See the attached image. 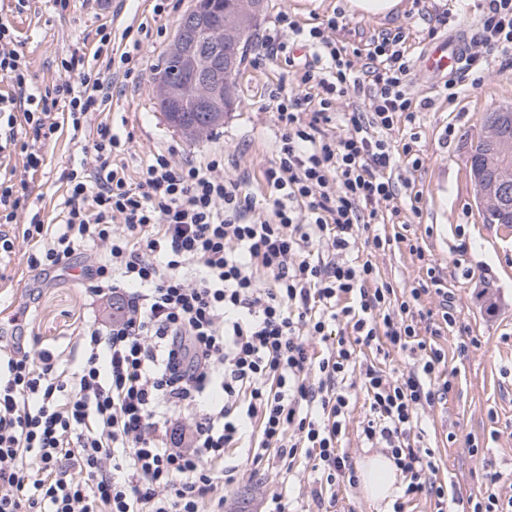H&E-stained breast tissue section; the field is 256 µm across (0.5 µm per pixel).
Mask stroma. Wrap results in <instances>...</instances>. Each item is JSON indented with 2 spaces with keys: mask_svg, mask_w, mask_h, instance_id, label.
I'll list each match as a JSON object with an SVG mask.
<instances>
[{
  "mask_svg": "<svg viewBox=\"0 0 512 512\" xmlns=\"http://www.w3.org/2000/svg\"><path fill=\"white\" fill-rule=\"evenodd\" d=\"M192 3L179 0L177 10L162 18V34L143 43L138 53L136 86L116 85L105 112L92 116L91 121L107 122L114 132L128 137L131 175H139L150 154L161 148L171 150L175 158L195 160L221 149L235 161L226 168V175L243 174L250 186H257L274 157L276 121L270 97L292 88L284 60L256 65L258 37L279 12H290L307 23L343 6L344 0H267L254 29L256 40L237 77L238 106L226 115L222 126L195 142L167 125L156 105L155 84V67L183 11ZM402 5L403 13L397 17L348 14L349 27L362 40L384 29L409 31L417 50L425 42L428 17L453 14L459 7L457 0H426V13L421 16L413 0H402ZM151 9V0H115L106 11L95 9L86 0H71L69 9L58 14L48 0H28L19 12L13 0H0V16L13 25L15 47L29 64L34 86L40 88L58 80L60 59L78 47L98 44L97 29L103 22H111L118 34L133 18L150 14ZM410 91L429 106L419 114L422 167L416 171L402 166L397 169L422 194L421 219L407 230L441 264L456 300V323L437 340L448 367L458 371L456 391L446 404L427 411L424 443L437 449L439 477L451 493L463 498L477 495L484 472L496 471L502 476L505 493L512 496V226L484 223L467 164L470 146L482 131L484 114L512 108V67L489 59L481 86L452 103L438 89L428 87L418 72L412 75ZM92 155L91 139H75L67 131L46 147L45 165L30 181V200L45 219L55 216L66 197L62 171ZM372 261L382 277L398 289L420 276L418 261L405 250L380 252ZM5 274V279H0V312L9 316L18 308L29 307L32 317L27 332L36 336L41 346L69 353L82 324L109 316L108 309L92 305L89 294L73 276L39 277L28 269L22 253L12 254ZM463 335L478 338L479 344L461 357L456 344ZM470 436L479 442V455L469 451L466 439ZM314 487L310 469L302 466L287 482L276 461L246 465L243 477L224 499L223 512H264L271 495L307 500Z\"/></svg>",
  "mask_w": 512,
  "mask_h": 512,
  "instance_id": "1",
  "label": "stroma"
}]
</instances>
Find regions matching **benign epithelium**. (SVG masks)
<instances>
[{
	"label": "benign epithelium",
	"instance_id": "benign-epithelium-1",
	"mask_svg": "<svg viewBox=\"0 0 512 512\" xmlns=\"http://www.w3.org/2000/svg\"><path fill=\"white\" fill-rule=\"evenodd\" d=\"M264 0H234V8L217 22L192 7L179 22L166 48V57L178 62L179 74H163L156 81L157 100L165 112H183L193 106L204 112L202 121L177 124L188 139L205 136L209 126L224 123V113L235 106L236 72L247 53L248 32L261 17ZM482 209L505 205L498 181L474 175Z\"/></svg>",
	"mask_w": 512,
	"mask_h": 512
}]
</instances>
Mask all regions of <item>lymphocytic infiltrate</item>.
<instances>
[{
    "label": "lymphocytic infiltrate",
    "mask_w": 512,
    "mask_h": 512,
    "mask_svg": "<svg viewBox=\"0 0 512 512\" xmlns=\"http://www.w3.org/2000/svg\"><path fill=\"white\" fill-rule=\"evenodd\" d=\"M168 7L153 0L151 17ZM151 17L123 30L127 45L114 55L104 53L105 31L93 52L62 58L60 79L41 90L0 20V78L11 87L0 94V154L16 146L24 158L23 173L0 171V224L27 215L20 243L34 271L64 270L92 252L82 267L92 301L122 309L79 329L66 360L26 345L20 324L0 344V512H205L207 498L238 479L237 467L216 462L249 438L253 463L274 455L289 476L298 458L310 461L324 512V488L358 482L339 446L356 388L367 401L364 441L402 478L392 512L419 497L447 512L435 451L414 437L453 390L436 339L454 322V298L423 246L376 230L421 214L420 193L392 178L397 158L422 164L407 34L383 30L358 44L339 11L315 26L275 17L263 59L301 45L314 60L295 69L296 93L272 98L267 195L226 177L220 151L178 162L158 150L132 177L125 141L101 123L92 166L62 173L68 195L56 223H44L28 175L63 129L84 136L89 116L105 110L100 61L132 78ZM491 54L512 66V0H486L467 71L443 85L445 99L477 88ZM354 95L367 110L338 112L337 101ZM402 126L411 133L393 145ZM401 247L425 272L402 292L371 260ZM364 347L416 360L386 371L359 361Z\"/></svg>",
    "instance_id": "obj_1"
}]
</instances>
